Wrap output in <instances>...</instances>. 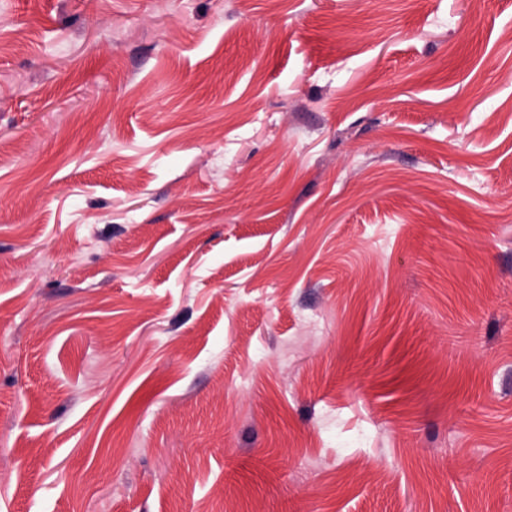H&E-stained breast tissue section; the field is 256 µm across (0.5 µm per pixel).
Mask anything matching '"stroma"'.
Segmentation results:
<instances>
[{
    "instance_id": "1",
    "label": "stroma",
    "mask_w": 512,
    "mask_h": 512,
    "mask_svg": "<svg viewBox=\"0 0 512 512\" xmlns=\"http://www.w3.org/2000/svg\"><path fill=\"white\" fill-rule=\"evenodd\" d=\"M0 512H512V0H0Z\"/></svg>"
}]
</instances>
